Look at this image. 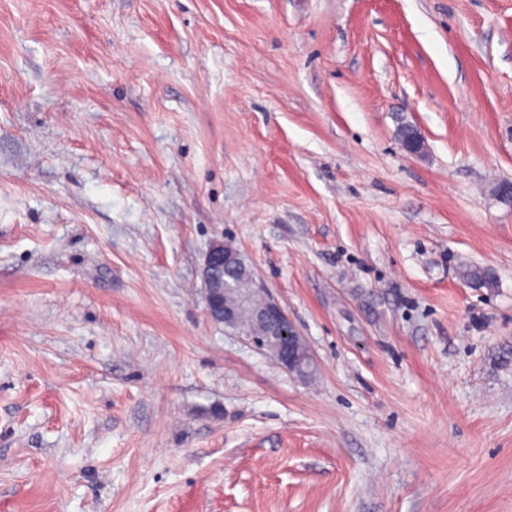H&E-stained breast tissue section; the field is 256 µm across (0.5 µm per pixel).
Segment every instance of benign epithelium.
<instances>
[{
	"instance_id": "7a95c632",
	"label": "benign epithelium",
	"mask_w": 512,
	"mask_h": 512,
	"mask_svg": "<svg viewBox=\"0 0 512 512\" xmlns=\"http://www.w3.org/2000/svg\"><path fill=\"white\" fill-rule=\"evenodd\" d=\"M245 257L224 242L213 243L201 267V278L211 319L241 333L265 350L285 371L299 376L315 368L309 347L286 311L257 280L249 288H232L224 283L220 271L241 267ZM249 325L243 324V319Z\"/></svg>"
}]
</instances>
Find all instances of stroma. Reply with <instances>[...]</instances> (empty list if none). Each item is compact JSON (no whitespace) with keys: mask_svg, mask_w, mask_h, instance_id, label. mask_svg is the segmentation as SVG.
Listing matches in <instances>:
<instances>
[{"mask_svg":"<svg viewBox=\"0 0 512 512\" xmlns=\"http://www.w3.org/2000/svg\"><path fill=\"white\" fill-rule=\"evenodd\" d=\"M503 179L512 0H0V512H512ZM245 260L240 250L224 246V241H216L206 253L201 278L211 319L241 333L285 371L299 376L311 374L315 363L305 339L286 311L256 280L252 268L251 288L243 284L242 288H230L241 282L240 272L224 267H241ZM256 297L261 301L257 302ZM244 317L249 320L248 326L243 324Z\"/></svg>","mask_w":512,"mask_h":512,"instance_id":"obj_1","label":"stroma"}]
</instances>
